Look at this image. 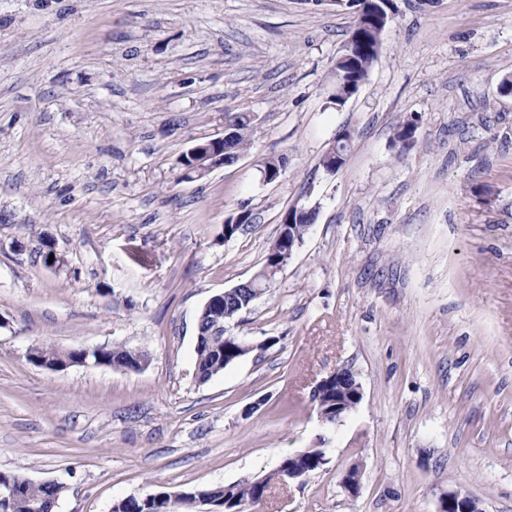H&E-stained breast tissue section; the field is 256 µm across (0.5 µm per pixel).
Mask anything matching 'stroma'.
Segmentation results:
<instances>
[{"label": "stroma", "instance_id": "35a3bbf8", "mask_svg": "<svg viewBox=\"0 0 512 512\" xmlns=\"http://www.w3.org/2000/svg\"><path fill=\"white\" fill-rule=\"evenodd\" d=\"M393 3L338 108L347 0H0V472L63 484L56 512H112L321 448L246 512H437L451 492L512 512V0ZM229 111L255 115L248 149L184 179ZM295 205L315 224L226 325L250 352L198 383L201 308L253 277ZM243 208L254 224L225 238ZM115 343L148 367L27 360ZM341 367L362 400L324 427L312 393ZM308 451V455L305 457V467L307 469L305 470V467H302V457H304V454H302L305 451ZM299 453V454H298ZM296 454V455H295ZM289 454L294 455L291 457H288V454L283 456L278 464H280L283 459L288 460V463L282 462L281 468L278 469L277 478L276 480L279 482L280 485L283 486H290L291 484H302V474L304 472V479L308 478L315 472L321 470L327 462H324L322 460V456H325V453L322 452L321 448H305L299 452ZM309 455L313 457V463L311 466L307 464V460L309 459Z\"/></svg>", "mask_w": 512, "mask_h": 512}]
</instances>
